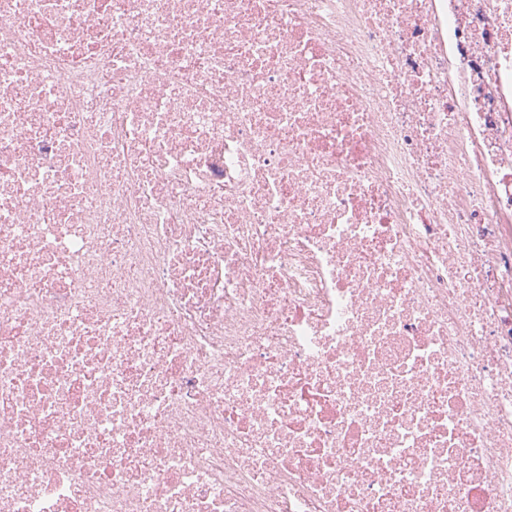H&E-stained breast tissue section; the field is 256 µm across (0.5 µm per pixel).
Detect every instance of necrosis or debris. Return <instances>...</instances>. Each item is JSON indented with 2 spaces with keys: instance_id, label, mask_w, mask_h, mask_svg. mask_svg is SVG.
<instances>
[{
  "instance_id": "1",
  "label": "necrosis or debris",
  "mask_w": 512,
  "mask_h": 512,
  "mask_svg": "<svg viewBox=\"0 0 512 512\" xmlns=\"http://www.w3.org/2000/svg\"><path fill=\"white\" fill-rule=\"evenodd\" d=\"M0 512H512V0H0Z\"/></svg>"
}]
</instances>
